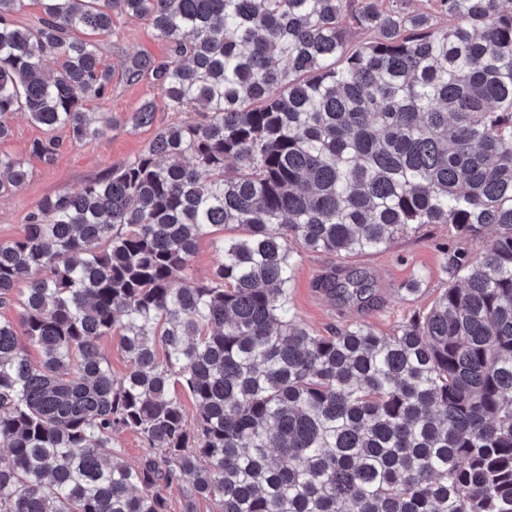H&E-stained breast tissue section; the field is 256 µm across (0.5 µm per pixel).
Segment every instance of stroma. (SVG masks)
<instances>
[{"label":"stroma","mask_w":512,"mask_h":512,"mask_svg":"<svg viewBox=\"0 0 512 512\" xmlns=\"http://www.w3.org/2000/svg\"><path fill=\"white\" fill-rule=\"evenodd\" d=\"M112 35L99 36L101 56L112 69V88L102 100L87 101L94 112L111 113L113 128L105 136L83 143H72L66 131H56L62 147L53 163H45L30 152L34 140L46 138V131L26 115L16 114L11 132L0 140V153L25 160L30 175L14 194L0 199V240L24 235L29 214L48 196L79 191L89 180L105 173L113 164L136 158L155 136L158 128L194 119V112L168 111L159 90L149 78L128 80L124 63L134 55L163 59L169 49L159 39L150 22L123 14H113ZM153 101L152 125L136 126L130 121L144 101ZM454 243L447 225L427 224L397 237L385 249L362 255H335L301 251L289 304L297 318L310 330L329 335L338 328L366 323L381 335H391L417 312L430 309L448 286L442 272L443 254ZM363 269L374 276L381 301L369 309L341 307L328 299L316 286L318 278L335 266ZM416 292H408L409 284Z\"/></svg>","instance_id":"1"}]
</instances>
